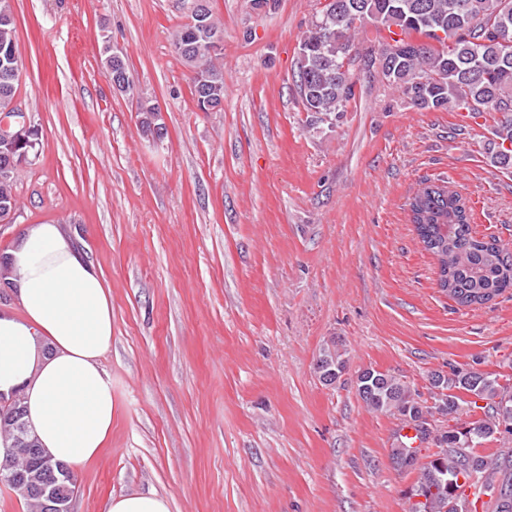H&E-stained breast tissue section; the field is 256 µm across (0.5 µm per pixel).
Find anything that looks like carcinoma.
<instances>
[{
	"mask_svg": "<svg viewBox=\"0 0 512 512\" xmlns=\"http://www.w3.org/2000/svg\"><path fill=\"white\" fill-rule=\"evenodd\" d=\"M400 29L405 38L379 46L378 61L388 86L420 109L495 112L491 163L512 168V0H334L312 20L299 45L295 85L307 112L331 115L344 112L355 96L349 66L357 58L356 30L366 24ZM223 28L213 13L202 27L183 25L175 47L192 69V93L199 108L210 97L224 101ZM19 63L11 0H0V71L5 63ZM145 131L163 129L155 106L138 100ZM20 151L0 145V211L17 209L15 185ZM412 223L423 247L438 263V285L461 306L484 304L512 289V250L475 235L465 199L442 184H425L412 196ZM345 366L336 348L323 349L316 361L320 376L325 366ZM430 399L405 381L366 368L358 375L365 405L375 411H394L414 426L417 438L432 440L440 451L424 463L418 483L410 490L408 512H450L451 491L458 512H467L458 478L470 485L481 482L494 501V512H512V451L485 459L473 449L487 438L512 434V387L479 372L436 371L429 378ZM488 399L484 418L464 428L440 432L436 416L459 412L457 393ZM46 478L29 467L27 482L13 487L31 512L48 508L30 496V487Z\"/></svg>",
	"mask_w": 512,
	"mask_h": 512,
	"instance_id": "cac0c4a2",
	"label": "carcinoma"
}]
</instances>
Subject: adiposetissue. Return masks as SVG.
<instances>
[{
    "mask_svg": "<svg viewBox=\"0 0 512 512\" xmlns=\"http://www.w3.org/2000/svg\"><path fill=\"white\" fill-rule=\"evenodd\" d=\"M18 314H0V394L22 391L24 419L55 461L95 458L112 431V295L58 224L21 228L0 254Z\"/></svg>",
    "mask_w": 512,
    "mask_h": 512,
    "instance_id": "ef3b65f1",
    "label": "adipose tissue"
}]
</instances>
